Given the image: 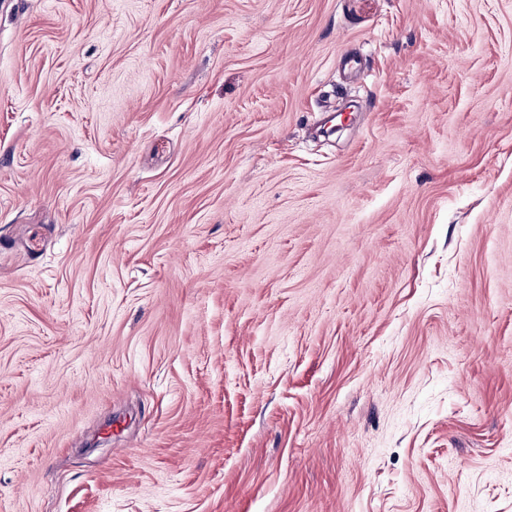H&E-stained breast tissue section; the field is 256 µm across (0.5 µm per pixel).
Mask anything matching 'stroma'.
Wrapping results in <instances>:
<instances>
[{
  "mask_svg": "<svg viewBox=\"0 0 512 512\" xmlns=\"http://www.w3.org/2000/svg\"><path fill=\"white\" fill-rule=\"evenodd\" d=\"M0 512H512V0H0Z\"/></svg>",
  "mask_w": 512,
  "mask_h": 512,
  "instance_id": "obj_1",
  "label": "stroma"
}]
</instances>
